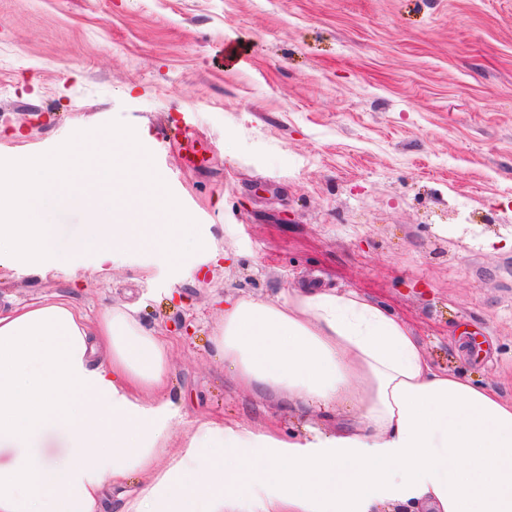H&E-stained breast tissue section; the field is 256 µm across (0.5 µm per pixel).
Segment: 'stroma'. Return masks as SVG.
Masks as SVG:
<instances>
[{
	"mask_svg": "<svg viewBox=\"0 0 512 512\" xmlns=\"http://www.w3.org/2000/svg\"><path fill=\"white\" fill-rule=\"evenodd\" d=\"M115 120L222 258L1 264L0 305H137L173 341L170 449L203 416L326 428L214 353L226 295L289 284L363 294L512 399V0H0V158Z\"/></svg>",
	"mask_w": 512,
	"mask_h": 512,
	"instance_id": "1",
	"label": "stroma"
}]
</instances>
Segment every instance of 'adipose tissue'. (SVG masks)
<instances>
[{
  "label": "adipose tissue",
  "instance_id": "adipose-tissue-1",
  "mask_svg": "<svg viewBox=\"0 0 512 512\" xmlns=\"http://www.w3.org/2000/svg\"><path fill=\"white\" fill-rule=\"evenodd\" d=\"M132 306L0 309V512H512V400L432 366L412 330L363 295L296 286L224 301L214 340L246 390L337 412L287 439L198 420L178 451L170 345Z\"/></svg>",
  "mask_w": 512,
  "mask_h": 512
}]
</instances>
